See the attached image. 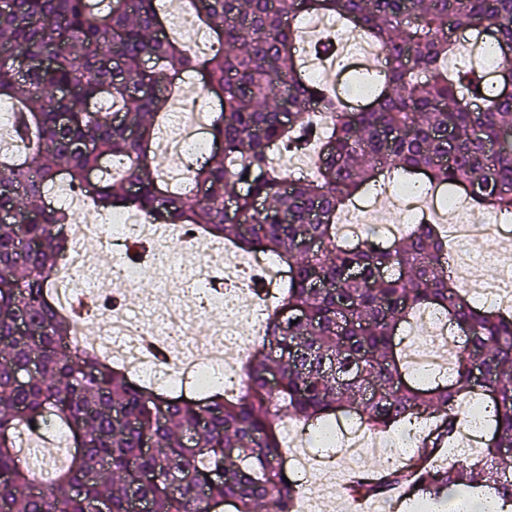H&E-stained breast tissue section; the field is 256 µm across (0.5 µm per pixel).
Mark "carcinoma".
Here are the masks:
<instances>
[{"label": "carcinoma", "instance_id": "carcinoma-1", "mask_svg": "<svg viewBox=\"0 0 512 512\" xmlns=\"http://www.w3.org/2000/svg\"><path fill=\"white\" fill-rule=\"evenodd\" d=\"M190 3L218 44L210 56L170 37L161 0H10L0 10V102L12 106L24 146L0 151V214L31 218L21 234L0 223V512H94L101 500L131 512L133 485L150 512H255L261 503L295 512L283 419L319 429L350 416L380 432L426 425L407 465L358 476L350 496L400 488L453 510L466 501L512 512V460L501 453L512 451V313L462 293L437 224L381 245L337 233L355 200L413 178L512 220V0ZM310 14L343 20L379 47L353 76L360 108L302 70L296 18ZM472 33L497 58L493 78L482 62L448 67ZM15 48L51 57L50 67L20 73ZM189 81L217 99L211 137L222 149L197 163L187 189L164 178L152 146L171 95ZM119 113L125 121L113 122ZM284 147L312 154L315 174L287 182L272 162ZM476 184L483 189L470 191ZM63 190L279 260L287 277L243 392L158 393L70 340L76 314L49 294L70 245L72 214L50 201ZM425 311L466 336L447 377L432 382L403 362L405 326ZM476 364L489 385L472 381ZM460 393L489 407L484 448L466 467L437 465L456 441ZM55 428L74 452L44 484L19 438ZM173 471L190 479L173 489Z\"/></svg>", "mask_w": 512, "mask_h": 512}]
</instances>
